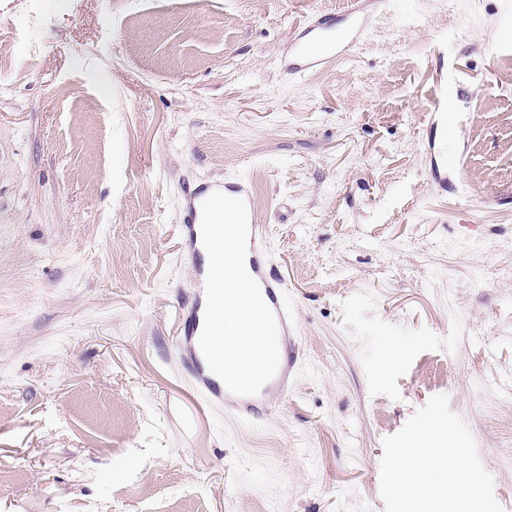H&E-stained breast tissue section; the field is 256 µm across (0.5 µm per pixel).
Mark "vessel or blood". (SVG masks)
Here are the masks:
<instances>
[{
	"label": "vessel or blood",
	"instance_id": "vessel-or-blood-1",
	"mask_svg": "<svg viewBox=\"0 0 512 512\" xmlns=\"http://www.w3.org/2000/svg\"><path fill=\"white\" fill-rule=\"evenodd\" d=\"M390 0H345L341 12L317 14L298 27L281 55V67L288 76L302 77L324 70L328 66L348 60L366 38L375 18L388 11ZM439 79L431 87L430 118L432 128H448V81L446 75L454 71L455 63L448 51L439 54ZM252 202V189L248 182L213 180L195 189L188 199L180 226L181 236L191 253H201V205L214 192ZM250 237L248 253L250 266L259 283L266 304L276 315L279 329L280 363L275 376L251 396H238L229 392L224 382L208 367L199 347L204 325L205 301L197 299L181 316L180 331L173 350L193 385L210 403L224 406L226 416L241 422L256 416L277 414L282 401L294 388L292 377L297 362V338L292 327V314L285 302V284L267 267L262 249L266 233L256 211H249Z\"/></svg>",
	"mask_w": 512,
	"mask_h": 512
}]
</instances>
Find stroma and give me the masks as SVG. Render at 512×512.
Listing matches in <instances>:
<instances>
[{
    "label": "stroma",
    "instance_id": "1",
    "mask_svg": "<svg viewBox=\"0 0 512 512\" xmlns=\"http://www.w3.org/2000/svg\"><path fill=\"white\" fill-rule=\"evenodd\" d=\"M343 6L0 0V512H393L400 449L450 441L418 512L512 500L504 5L392 0L349 61L285 75L294 27ZM213 179L252 185L299 341L281 415L251 424L172 352L186 192ZM440 77L433 81L431 87V100H430V118L429 128L440 129L443 133L448 136V81L446 74L455 71V63L452 55L448 52V45L443 48L439 54L438 63Z\"/></svg>",
    "mask_w": 512,
    "mask_h": 512
}]
</instances>
